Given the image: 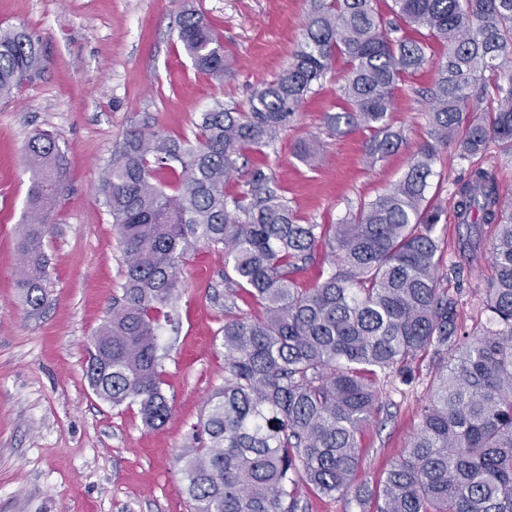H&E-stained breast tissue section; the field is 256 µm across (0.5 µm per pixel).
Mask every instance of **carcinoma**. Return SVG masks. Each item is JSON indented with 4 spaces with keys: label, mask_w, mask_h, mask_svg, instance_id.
Returning <instances> with one entry per match:
<instances>
[{
    "label": "carcinoma",
    "mask_w": 512,
    "mask_h": 512,
    "mask_svg": "<svg viewBox=\"0 0 512 512\" xmlns=\"http://www.w3.org/2000/svg\"><path fill=\"white\" fill-rule=\"evenodd\" d=\"M374 2L310 0L304 45L252 89L247 109L214 102L193 142L146 119L99 177L123 282L92 339L87 379L112 407L138 406L150 428L169 420L161 332L175 326L188 254L224 255V386L178 456L193 512H300L303 487L346 496L359 436L381 411L375 381L410 383L409 362L428 352V402L379 484L376 512H512V191L474 167L453 194L458 222L476 231L463 252L472 262L488 256L495 270L483 297L490 316L469 331L440 287V205L428 197L441 148L454 145L462 159L512 148V0H392L389 19ZM429 38L446 47L426 89L431 140L384 193L338 224H303L263 167L242 170L246 152L279 139L335 56L349 65L344 106L325 125L369 132L370 166L397 151L405 136L391 122L395 93L428 63ZM177 39L198 71L224 80V41L202 16L183 10ZM44 67L39 37L0 28V100ZM26 154L16 288L32 318L48 301L45 239L65 167L48 133H33ZM235 177L242 185L231 195ZM483 224L497 227L487 253ZM319 249L329 269L301 288L296 274ZM242 293L259 314L240 310Z\"/></svg>",
    "instance_id": "carcinoma-1"
}]
</instances>
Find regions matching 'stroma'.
<instances>
[{
	"instance_id": "obj_1",
	"label": "stroma",
	"mask_w": 512,
	"mask_h": 512,
	"mask_svg": "<svg viewBox=\"0 0 512 512\" xmlns=\"http://www.w3.org/2000/svg\"><path fill=\"white\" fill-rule=\"evenodd\" d=\"M202 12L224 39L230 74L216 81L198 72L177 41L184 5ZM308 0H0V26L22 25L39 36L45 68L13 98L0 101V512H192L182 493L177 458L192 441L207 397L224 384V258L206 249L184 268L176 330L165 331L163 390L172 415L151 429L138 406L115 408L90 388L92 336L120 292L122 253L96 185L113 145L151 117L176 136L194 137L200 112L214 100L246 106L250 92L285 67L303 40ZM431 42L430 64L405 76L396 94L394 126L401 148L369 167L366 135L329 133L324 116L341 107L348 69L335 57L274 146L248 162L272 174L301 220L335 224L375 199L408 170L429 138V87L444 55ZM52 134L67 160V180L53 209L46 242L52 282L40 318L21 308L15 280L16 239L26 207L28 138ZM317 138L320 157H296L300 140ZM491 170L512 191V153L491 146L471 160L442 150L430 191L442 209L435 234L451 266L449 295L459 322L480 316L494 276L488 260L467 262L460 250L452 194L471 168ZM409 385L385 386L382 411L361 435L358 484L375 487L404 452L429 393L430 360L413 365Z\"/></svg>"
}]
</instances>
